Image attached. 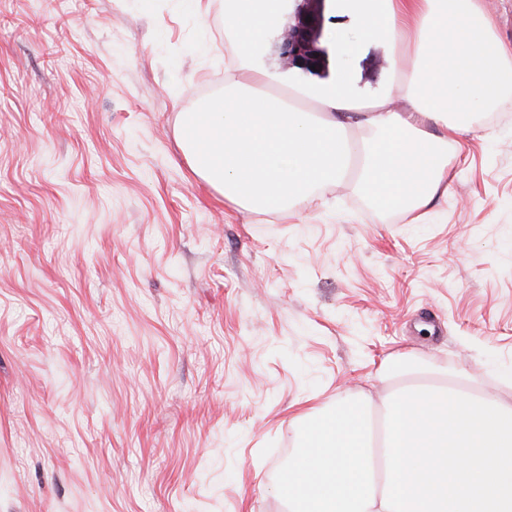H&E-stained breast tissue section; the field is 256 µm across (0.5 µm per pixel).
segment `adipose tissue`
Segmentation results:
<instances>
[{
  "label": "adipose tissue",
  "mask_w": 512,
  "mask_h": 512,
  "mask_svg": "<svg viewBox=\"0 0 512 512\" xmlns=\"http://www.w3.org/2000/svg\"><path fill=\"white\" fill-rule=\"evenodd\" d=\"M366 36L415 58L399 71L398 98L362 107L344 71L312 108L273 91L272 74L229 75L200 111L183 113L179 136L194 172L230 203L282 212L317 189L343 182L355 148L348 132L366 131L354 188L390 210L426 211L447 190L441 151L468 129L473 112L497 102L512 75V46L493 32L481 0H340ZM280 0H225L228 61L248 55L280 28Z\"/></svg>",
  "instance_id": "1"
}]
</instances>
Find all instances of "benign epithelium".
<instances>
[{
    "label": "benign epithelium",
    "instance_id": "1",
    "mask_svg": "<svg viewBox=\"0 0 512 512\" xmlns=\"http://www.w3.org/2000/svg\"><path fill=\"white\" fill-rule=\"evenodd\" d=\"M296 23L281 30L273 40V46L288 67L313 73L320 67L327 50L316 45L312 37L316 14L311 10L313 0H293Z\"/></svg>",
    "mask_w": 512,
    "mask_h": 512
}]
</instances>
